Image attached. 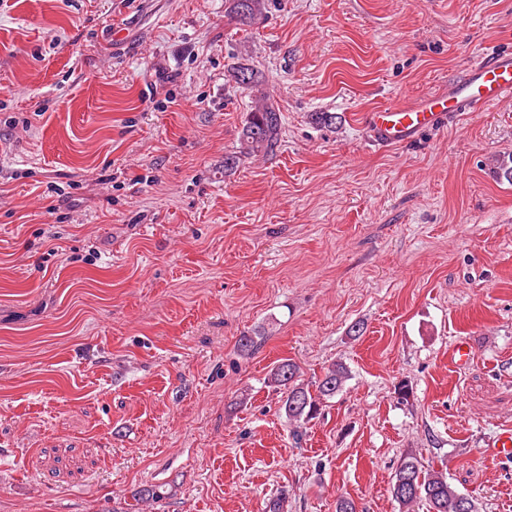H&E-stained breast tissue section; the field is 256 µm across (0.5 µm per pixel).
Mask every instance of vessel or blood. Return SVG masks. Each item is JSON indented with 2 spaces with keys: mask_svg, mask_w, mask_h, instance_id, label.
Wrapping results in <instances>:
<instances>
[{
  "mask_svg": "<svg viewBox=\"0 0 512 512\" xmlns=\"http://www.w3.org/2000/svg\"><path fill=\"white\" fill-rule=\"evenodd\" d=\"M508 98H512V51L487 53L444 91L371 112L369 141L381 148L409 143L461 112L484 109Z\"/></svg>",
  "mask_w": 512,
  "mask_h": 512,
  "instance_id": "vessel-or-blood-1",
  "label": "vessel or blood"
}]
</instances>
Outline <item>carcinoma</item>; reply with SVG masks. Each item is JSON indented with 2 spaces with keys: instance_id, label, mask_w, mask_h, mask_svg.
Returning a JSON list of instances; mask_svg holds the SVG:
<instances>
[{
  "instance_id": "cac0c4a2",
  "label": "carcinoma",
  "mask_w": 512,
  "mask_h": 512,
  "mask_svg": "<svg viewBox=\"0 0 512 512\" xmlns=\"http://www.w3.org/2000/svg\"><path fill=\"white\" fill-rule=\"evenodd\" d=\"M264 0H228L229 13L244 25H251L262 15ZM231 80L246 88L260 85L259 76L253 68L243 64L230 67ZM282 129V117L273 104L263 102L255 105L244 129V154L268 153L276 146ZM493 173L499 180L512 183V155L497 157L493 161ZM348 374L341 366L328 369L316 384L315 390L301 382L299 367L292 360L281 362L270 374V383L286 390L282 409L288 421L310 420L317 415L320 405L332 398L342 388ZM393 499L401 512H413V507L423 502L428 512H478L473 497L458 492L441 470L422 463L413 452L406 453L397 468L391 487Z\"/></svg>"
}]
</instances>
